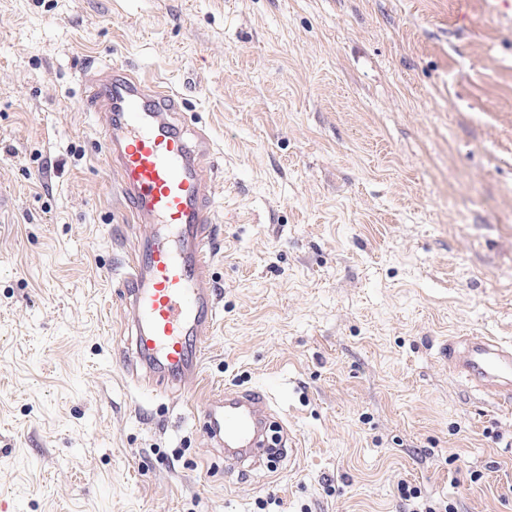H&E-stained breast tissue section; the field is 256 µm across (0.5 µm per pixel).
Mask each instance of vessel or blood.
<instances>
[{
    "label": "vessel or blood",
    "mask_w": 512,
    "mask_h": 512,
    "mask_svg": "<svg viewBox=\"0 0 512 512\" xmlns=\"http://www.w3.org/2000/svg\"><path fill=\"white\" fill-rule=\"evenodd\" d=\"M85 76L100 116L103 159L134 222L151 227L121 272L133 336L126 364L150 383L197 381L220 314L211 273L217 222L211 141L180 121L173 90L116 65L92 66ZM442 355L461 381L512 404L511 340L453 337ZM269 411V397L260 391L213 394L205 413L209 437L235 460L267 453Z\"/></svg>",
    "instance_id": "1"
}]
</instances>
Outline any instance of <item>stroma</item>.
Here are the masks:
<instances>
[{"label": "stroma", "mask_w": 512, "mask_h": 512, "mask_svg": "<svg viewBox=\"0 0 512 512\" xmlns=\"http://www.w3.org/2000/svg\"><path fill=\"white\" fill-rule=\"evenodd\" d=\"M213 143L221 312L193 391L125 375L142 235L91 58ZM512 339V0H0V501L8 512H512V411L448 371ZM300 453L227 467L210 392ZM399 496L404 501L405 512H455L454 506L448 502L432 504L428 499H423L421 489L410 487L403 482L398 486ZM446 503V504H445Z\"/></svg>", "instance_id": "obj_1"}]
</instances>
